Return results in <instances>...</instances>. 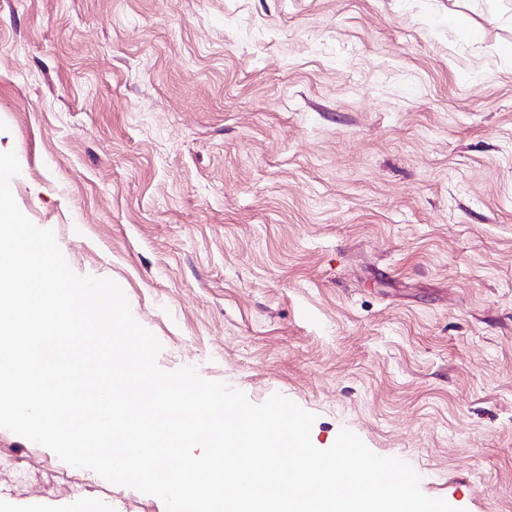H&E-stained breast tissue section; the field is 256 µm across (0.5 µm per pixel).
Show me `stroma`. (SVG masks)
Returning <instances> with one entry per match:
<instances>
[{"instance_id":"1","label":"stroma","mask_w":512,"mask_h":512,"mask_svg":"<svg viewBox=\"0 0 512 512\" xmlns=\"http://www.w3.org/2000/svg\"><path fill=\"white\" fill-rule=\"evenodd\" d=\"M510 45L512 0H0V152L161 369L512 512ZM61 465L0 428V512H166Z\"/></svg>"}]
</instances>
